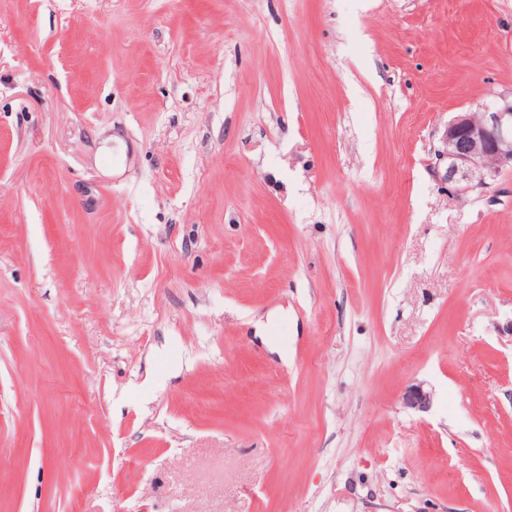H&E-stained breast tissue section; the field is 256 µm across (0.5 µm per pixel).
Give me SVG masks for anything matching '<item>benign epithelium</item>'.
<instances>
[{"label":"benign epithelium","instance_id":"benign-epithelium-1","mask_svg":"<svg viewBox=\"0 0 512 512\" xmlns=\"http://www.w3.org/2000/svg\"><path fill=\"white\" fill-rule=\"evenodd\" d=\"M448 180L485 185L503 169L512 168V93L495 94L476 112H459L448 122L445 135ZM404 404L424 411L430 395L420 386H411Z\"/></svg>","mask_w":512,"mask_h":512}]
</instances>
